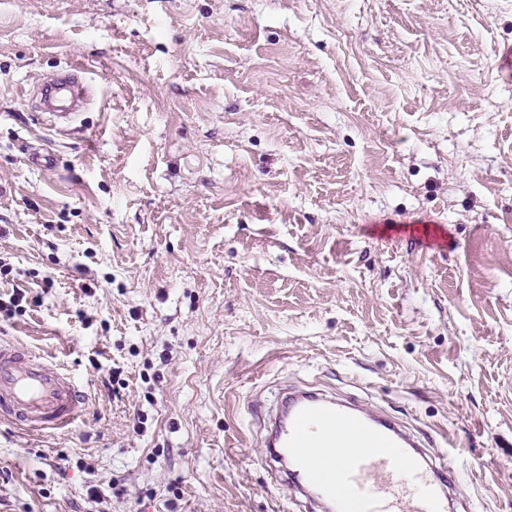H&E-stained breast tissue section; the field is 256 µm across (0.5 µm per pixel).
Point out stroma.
<instances>
[{
    "instance_id": "1",
    "label": "stroma",
    "mask_w": 512,
    "mask_h": 512,
    "mask_svg": "<svg viewBox=\"0 0 512 512\" xmlns=\"http://www.w3.org/2000/svg\"><path fill=\"white\" fill-rule=\"evenodd\" d=\"M510 46L512 0H0V340L86 402L0 423V512H311L264 461L291 386L445 431L512 512ZM86 95L83 81L72 71L48 79L38 92L42 111L56 121H74Z\"/></svg>"
}]
</instances>
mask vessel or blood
Masks as SVG:
<instances>
[{"instance_id":"obj_1","label":"vessel or blood","mask_w":512,"mask_h":512,"mask_svg":"<svg viewBox=\"0 0 512 512\" xmlns=\"http://www.w3.org/2000/svg\"><path fill=\"white\" fill-rule=\"evenodd\" d=\"M85 95L72 71L48 79L38 92L43 112L58 121L75 120ZM285 405L272 419L267 459L291 461L292 487L313 495L322 512H448L454 459L425 460L419 438L397 421L366 416L357 404H339L315 390L292 392ZM84 408L70 375L25 346L0 342V421L57 430ZM319 448L352 451L322 485L313 467Z\"/></svg>"}]
</instances>
